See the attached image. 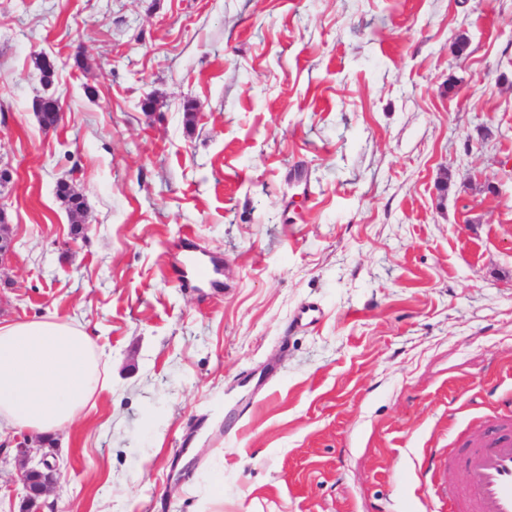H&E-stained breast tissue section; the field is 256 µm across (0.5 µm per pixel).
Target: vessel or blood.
I'll return each mask as SVG.
<instances>
[{"label": "vessel or blood", "mask_w": 512, "mask_h": 512, "mask_svg": "<svg viewBox=\"0 0 512 512\" xmlns=\"http://www.w3.org/2000/svg\"><path fill=\"white\" fill-rule=\"evenodd\" d=\"M465 483L448 492V512H512V430L493 426L482 443L462 449Z\"/></svg>", "instance_id": "1"}]
</instances>
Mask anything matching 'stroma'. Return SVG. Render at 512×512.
I'll return each mask as SVG.
<instances>
[{"label":"stroma","instance_id":"stroma-1","mask_svg":"<svg viewBox=\"0 0 512 512\" xmlns=\"http://www.w3.org/2000/svg\"><path fill=\"white\" fill-rule=\"evenodd\" d=\"M1 171L0 322L87 326L110 388L0 434V512L23 439L55 512H448L512 396V0H0Z\"/></svg>","mask_w":512,"mask_h":512}]
</instances>
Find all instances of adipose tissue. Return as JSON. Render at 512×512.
Masks as SVG:
<instances>
[{
    "label": "adipose tissue",
    "instance_id": "ef3b65f1",
    "mask_svg": "<svg viewBox=\"0 0 512 512\" xmlns=\"http://www.w3.org/2000/svg\"><path fill=\"white\" fill-rule=\"evenodd\" d=\"M105 381L97 339L84 325L56 316L0 324V428L63 430Z\"/></svg>",
    "mask_w": 512,
    "mask_h": 512
}]
</instances>
